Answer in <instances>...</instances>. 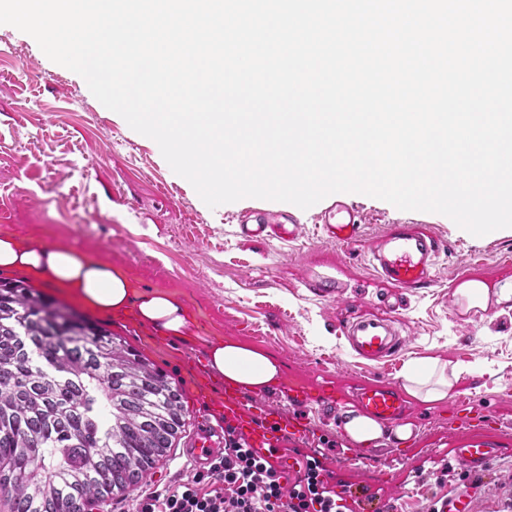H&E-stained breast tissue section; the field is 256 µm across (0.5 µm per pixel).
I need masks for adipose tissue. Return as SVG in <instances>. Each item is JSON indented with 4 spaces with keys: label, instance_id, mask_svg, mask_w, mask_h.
I'll return each instance as SVG.
<instances>
[{
    "label": "adipose tissue",
    "instance_id": "ef3b65f1",
    "mask_svg": "<svg viewBox=\"0 0 512 512\" xmlns=\"http://www.w3.org/2000/svg\"><path fill=\"white\" fill-rule=\"evenodd\" d=\"M35 279L82 305L115 314L126 312L158 334L187 339V311L175 294L133 287L126 272L111 263L92 260L58 243H34L0 232V272ZM205 353L212 373L255 392L277 384L282 364L273 355L221 339L208 341ZM463 368L437 359L409 360L403 387L424 401L449 396Z\"/></svg>",
    "mask_w": 512,
    "mask_h": 512
}]
</instances>
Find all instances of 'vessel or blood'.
<instances>
[{
    "label": "vessel or blood",
    "instance_id": "1",
    "mask_svg": "<svg viewBox=\"0 0 512 512\" xmlns=\"http://www.w3.org/2000/svg\"><path fill=\"white\" fill-rule=\"evenodd\" d=\"M322 231L339 245H351L363 235V217L352 204L336 199L330 201L322 215ZM272 230L279 238L290 240L298 233L296 219L288 223L265 227L262 224L241 222L239 232L245 237H257ZM441 251L437 239L411 224H392L370 251L369 262L379 277L398 288H416L433 278V269ZM346 335L352 349L361 357L381 359L395 355L402 341L392 323L380 316L365 317L346 325ZM353 405L373 417L383 426L406 425V403L398 389L382 383H365L354 388L350 395ZM224 412L239 418L253 442L278 445L286 434L298 433L300 421L292 420L287 430L271 429L269 424L255 423L244 414L241 398L233 384L224 386ZM218 441L206 432L197 434L192 442L191 458L198 468H206L217 454ZM500 451L490 445H465L456 450V459L469 472L487 471L499 457Z\"/></svg>",
    "mask_w": 512,
    "mask_h": 512
}]
</instances>
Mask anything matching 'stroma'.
I'll list each match as a JSON object with an SVG mask.
<instances>
[{
	"instance_id": "35a3bbf8",
	"label": "stroma",
	"mask_w": 512,
	"mask_h": 512,
	"mask_svg": "<svg viewBox=\"0 0 512 512\" xmlns=\"http://www.w3.org/2000/svg\"><path fill=\"white\" fill-rule=\"evenodd\" d=\"M348 199L364 215L360 242L339 245L320 229L321 205L302 210L285 202L246 198L209 208L175 174L155 141L105 108L78 74L52 62L28 34L0 28V231L59 240L91 259L124 265L134 287L177 295L191 336L152 339L133 314L95 311L37 289L56 304L105 324L182 390L186 425L168 457L119 501L131 508L145 493L190 479L188 439L203 427L223 430V382L213 380L205 342L218 337L271 352L285 379L267 390L244 391L243 406L259 417L298 419L302 432L281 444L283 461L320 439L331 443L326 467L346 485H366L390 512H428L444 495L475 490L474 512H512V305H491L478 318L453 310L457 281L512 279V228L476 237L447 216L402 211L367 195ZM292 213L294 241L242 238L243 214ZM391 224H416L444 247L435 279L419 288L383 284L367 254ZM393 316L404 337L398 356H357L345 321ZM468 365L451 396L433 403L408 399L416 433L394 451L393 437L372 446L349 445L341 417L327 413L330 396L362 383L402 387L411 359ZM302 385L313 399L297 407L288 388ZM501 449L492 468L467 476L454 454L473 438Z\"/></svg>"
}]
</instances>
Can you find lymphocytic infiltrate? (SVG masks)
I'll list each match as a JSON object with an SVG mask.
<instances>
[{
    "label": "lymphocytic infiltrate",
    "mask_w": 512,
    "mask_h": 512,
    "mask_svg": "<svg viewBox=\"0 0 512 512\" xmlns=\"http://www.w3.org/2000/svg\"><path fill=\"white\" fill-rule=\"evenodd\" d=\"M279 448H257L232 422L224 452L207 472L176 488L140 496L134 512H351L333 489L324 455L302 454L295 470L279 464Z\"/></svg>",
    "instance_id": "obj_1"
}]
</instances>
